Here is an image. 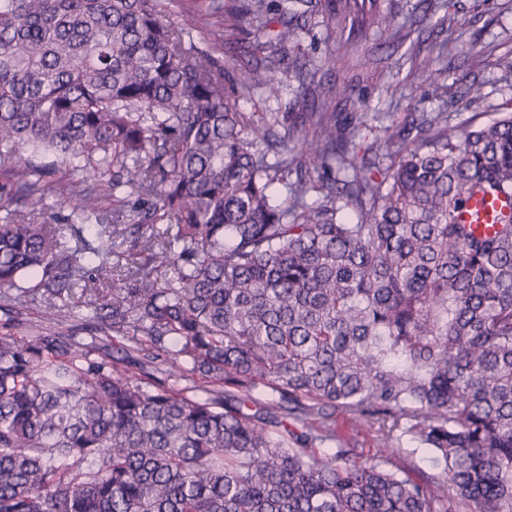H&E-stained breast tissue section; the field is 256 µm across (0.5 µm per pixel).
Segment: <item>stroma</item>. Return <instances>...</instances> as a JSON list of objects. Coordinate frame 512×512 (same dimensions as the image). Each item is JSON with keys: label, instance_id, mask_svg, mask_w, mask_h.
<instances>
[{"label": "stroma", "instance_id": "35a3bbf8", "mask_svg": "<svg viewBox=\"0 0 512 512\" xmlns=\"http://www.w3.org/2000/svg\"><path fill=\"white\" fill-rule=\"evenodd\" d=\"M439 23L427 28H402L398 40L382 45L374 40L359 44V52L369 53L373 64L359 69L331 67L327 59L341 55L338 44L328 42L322 26L303 33L298 53L304 63L303 78L281 73L279 98L239 101L243 112H281L294 108L300 80H312L328 88L327 96L316 100L320 109L339 113L342 122H357L368 116L372 126L401 122L406 113L427 112L444 105L450 123H487L500 113L512 110V0H433ZM447 44L443 64L448 69V95L437 98L429 86L413 83L409 71L413 59L429 48ZM483 51L482 64L464 61L469 45ZM482 87L483 96L471 100L470 85ZM397 93H388V86Z\"/></svg>", "mask_w": 512, "mask_h": 512}]
</instances>
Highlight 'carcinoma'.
Returning <instances> with one entry per match:
<instances>
[{
	"label": "carcinoma",
	"instance_id": "obj_1",
	"mask_svg": "<svg viewBox=\"0 0 512 512\" xmlns=\"http://www.w3.org/2000/svg\"><path fill=\"white\" fill-rule=\"evenodd\" d=\"M185 2L0 0V310L43 322L0 334V512H512V112L369 142L334 111L257 118L239 100L279 97L309 21L353 46L395 20ZM443 54L411 73L441 97ZM75 296L88 342L52 328ZM338 413L374 454L324 447ZM405 437L440 471L411 478Z\"/></svg>",
	"mask_w": 512,
	"mask_h": 512
}]
</instances>
